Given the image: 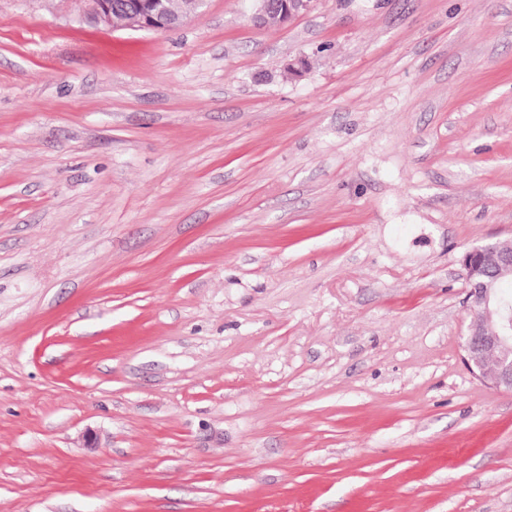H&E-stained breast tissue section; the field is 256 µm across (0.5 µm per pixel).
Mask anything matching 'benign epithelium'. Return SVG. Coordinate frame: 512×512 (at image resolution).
<instances>
[{"label":"benign epithelium","instance_id":"obj_1","mask_svg":"<svg viewBox=\"0 0 512 512\" xmlns=\"http://www.w3.org/2000/svg\"><path fill=\"white\" fill-rule=\"evenodd\" d=\"M85 18L98 27L112 26V0H85ZM143 0L125 5V27L160 33L159 10L149 11ZM466 302L474 312H495L494 324L472 322L463 336V361L479 380L512 392V302L501 291V281L512 278V242L499 241L468 249L462 256Z\"/></svg>","mask_w":512,"mask_h":512}]
</instances>
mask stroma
I'll return each instance as SVG.
<instances>
[{
  "label": "stroma",
  "instance_id": "35a3bbf8",
  "mask_svg": "<svg viewBox=\"0 0 512 512\" xmlns=\"http://www.w3.org/2000/svg\"><path fill=\"white\" fill-rule=\"evenodd\" d=\"M84 10L0 0V512H512V0ZM87 2L85 18L91 24L98 27H112L115 25L124 26L125 14L121 8H112L113 0H83ZM125 5L126 23L125 27L134 30L151 31L160 33L166 31L165 25L159 27V10L153 12L144 8L143 1L147 0H128ZM466 302L477 317L463 336V361L479 380L512 392V303L501 291V281L512 278V242L499 241L468 249L462 256ZM490 367V368H489Z\"/></svg>",
  "mask_w": 512,
  "mask_h": 512
}]
</instances>
